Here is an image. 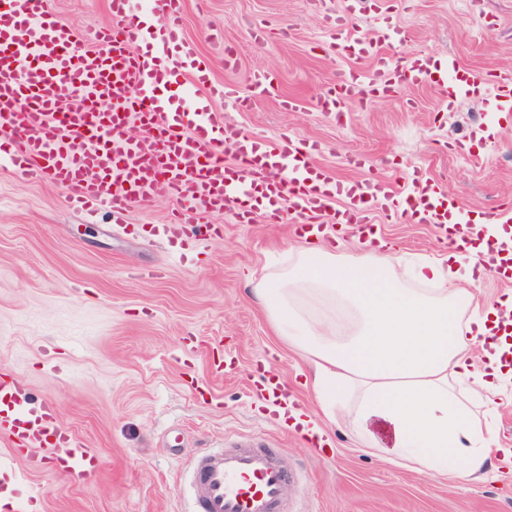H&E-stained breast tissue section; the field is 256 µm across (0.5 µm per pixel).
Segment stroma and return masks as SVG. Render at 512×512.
I'll return each mask as SVG.
<instances>
[{"label": "stroma", "instance_id": "obj_1", "mask_svg": "<svg viewBox=\"0 0 512 512\" xmlns=\"http://www.w3.org/2000/svg\"><path fill=\"white\" fill-rule=\"evenodd\" d=\"M469 2L388 0L405 31L392 55L422 51L512 74V0H481L477 15ZM49 8L79 33L112 22L108 0H49ZM343 9V0H184V35L215 80L245 96L255 71L277 76L249 110L222 101L217 111L257 138L285 132L316 142L315 163L343 179L425 170L470 220L512 203V112L491 101L463 98L449 111L436 87L407 86L341 119L317 107L342 68L324 18ZM256 30L266 33L259 45ZM226 43L238 51L232 70ZM291 95L305 99L302 110L282 107ZM356 155L368 166L355 167ZM174 207L159 194L119 227L107 209L86 216L61 187L0 167V370L36 399L56 400L61 421L103 460L87 485L47 465L25 471L0 512L30 493L42 498L39 512H187L191 454L253 437L277 443L295 472L292 512H512L506 480L460 484L384 462L339 419L318 417L329 444L309 446L256 393L278 378L299 392L305 414L315 408L305 361L274 336L246 280L289 266L309 237L289 223L241 224L229 211L213 216L222 235L205 243L152 236ZM372 222L407 256L444 248L431 225L390 222L379 211Z\"/></svg>", "mask_w": 512, "mask_h": 512}]
</instances>
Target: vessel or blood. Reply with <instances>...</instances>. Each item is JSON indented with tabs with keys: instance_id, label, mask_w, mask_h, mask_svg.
<instances>
[{
	"instance_id": "b4317fda",
	"label": "vessel or blood",
	"mask_w": 512,
	"mask_h": 512,
	"mask_svg": "<svg viewBox=\"0 0 512 512\" xmlns=\"http://www.w3.org/2000/svg\"><path fill=\"white\" fill-rule=\"evenodd\" d=\"M182 0H148L135 12L131 0H109L111 28L76 33L50 12L48 0H0V160L23 179L60 185L71 206L108 204L115 218L146 208L161 192L177 201L165 232L190 229L199 239L221 236L205 215L232 211L239 223L263 214L270 224L355 225L372 231L370 216L430 224L456 223L458 204L432 176L343 181L314 163L316 143L280 134L267 140L245 135L212 106L232 100L248 109L273 84L271 74H254L249 95L215 81L184 38ZM376 16L377 27H357L356 17ZM333 55L348 60L323 92L326 112L392 96L395 88L432 85L447 106L459 96L492 98L512 112V76L461 70L454 60L422 54L395 59L390 47L401 28L380 0H346L343 15L329 19ZM108 97L112 121L94 120L93 101ZM139 137H132L131 127ZM84 135L75 148L73 132ZM235 160H224L225 146ZM512 222V208L485 210L468 232ZM479 265L512 268V239L489 246ZM0 443L27 468L52 461L74 483L95 480L100 454L86 447L61 422L55 401L33 402L28 387L0 373ZM292 482L278 451L266 441L241 442L195 454L190 460L192 512H288Z\"/></svg>"
}]
</instances>
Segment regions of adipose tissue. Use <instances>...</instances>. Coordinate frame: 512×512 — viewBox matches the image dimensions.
I'll list each match as a JSON object with an SVG mask.
<instances>
[{"label": "adipose tissue", "instance_id": "obj_1", "mask_svg": "<svg viewBox=\"0 0 512 512\" xmlns=\"http://www.w3.org/2000/svg\"><path fill=\"white\" fill-rule=\"evenodd\" d=\"M455 237L440 256L400 262L394 243L356 252L298 251L279 273L252 282L272 328L300 351L325 415L382 460L426 475L473 480L501 456L492 414L505 378L491 336L499 310L474 307V267L488 240ZM465 322L449 325L450 316Z\"/></svg>", "mask_w": 512, "mask_h": 512}]
</instances>
